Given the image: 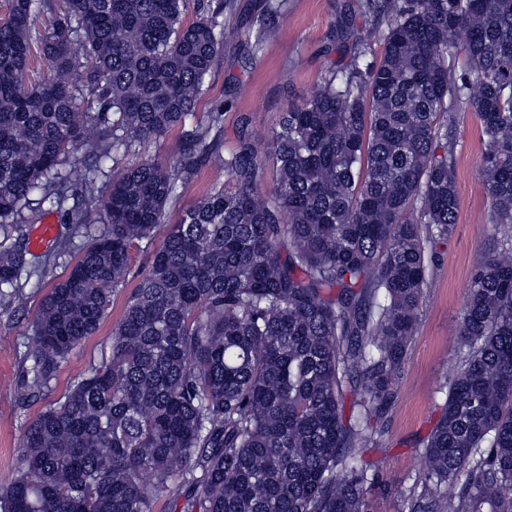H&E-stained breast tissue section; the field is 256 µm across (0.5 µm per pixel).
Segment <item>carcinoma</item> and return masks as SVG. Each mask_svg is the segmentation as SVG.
<instances>
[{
	"label": "carcinoma",
	"instance_id": "1",
	"mask_svg": "<svg viewBox=\"0 0 512 512\" xmlns=\"http://www.w3.org/2000/svg\"><path fill=\"white\" fill-rule=\"evenodd\" d=\"M7 0L0 23V315L41 267L14 223L61 206L58 167L84 168L181 130L174 167L143 159L95 195L90 238L32 320L23 400L43 399L100 327L134 250L153 248L109 353L26 426L0 512H370L366 459L416 331L432 248L458 222L448 125L477 117L494 227H512V0H348L318 89L259 147L226 105L187 127L224 45L255 58L270 29L226 26L231 0ZM54 14L43 30L37 15ZM51 62L26 81L32 46ZM464 68L456 75L457 54ZM275 179L260 195L266 164ZM216 179L168 221L178 185ZM98 227L91 228V225ZM164 231L153 247L158 231ZM460 364L423 443L410 512H512V246L481 252L458 327ZM453 493H448V488Z\"/></svg>",
	"mask_w": 512,
	"mask_h": 512
}]
</instances>
